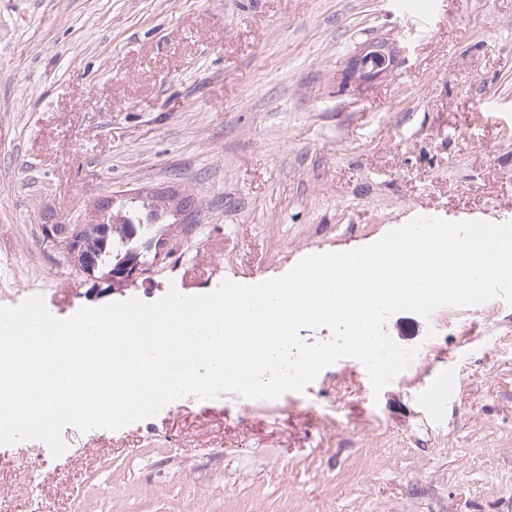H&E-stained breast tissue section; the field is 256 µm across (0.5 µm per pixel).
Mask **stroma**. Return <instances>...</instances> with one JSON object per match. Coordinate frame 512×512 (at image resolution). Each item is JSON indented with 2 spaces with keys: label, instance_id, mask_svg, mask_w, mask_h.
Listing matches in <instances>:
<instances>
[{
  "label": "stroma",
  "instance_id": "35a3bbf8",
  "mask_svg": "<svg viewBox=\"0 0 512 512\" xmlns=\"http://www.w3.org/2000/svg\"><path fill=\"white\" fill-rule=\"evenodd\" d=\"M0 0V305L81 307L261 282L410 220L512 221V0ZM396 51L359 79L365 42ZM173 190L192 224L96 289L49 220ZM423 358L374 392L346 357L266 406L186 396L118 430L0 446V512H512V305L389 318ZM452 372L442 411L423 390ZM40 458L36 475L19 470Z\"/></svg>",
  "mask_w": 512,
  "mask_h": 512
}]
</instances>
